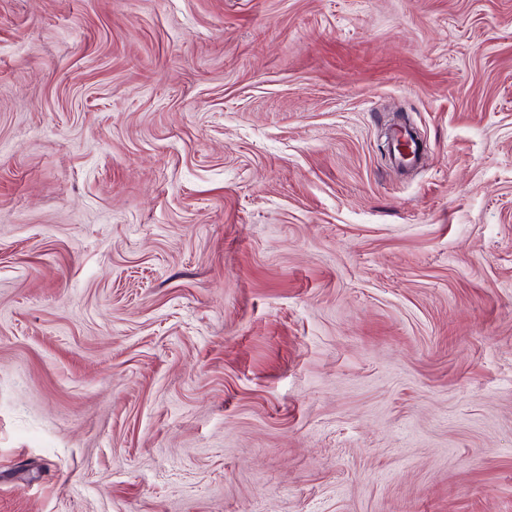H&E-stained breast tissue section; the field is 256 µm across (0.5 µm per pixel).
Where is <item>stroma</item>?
I'll return each mask as SVG.
<instances>
[{
    "label": "stroma",
    "mask_w": 512,
    "mask_h": 512,
    "mask_svg": "<svg viewBox=\"0 0 512 512\" xmlns=\"http://www.w3.org/2000/svg\"><path fill=\"white\" fill-rule=\"evenodd\" d=\"M0 512H512V0H0Z\"/></svg>",
    "instance_id": "35a3bbf8"
}]
</instances>
